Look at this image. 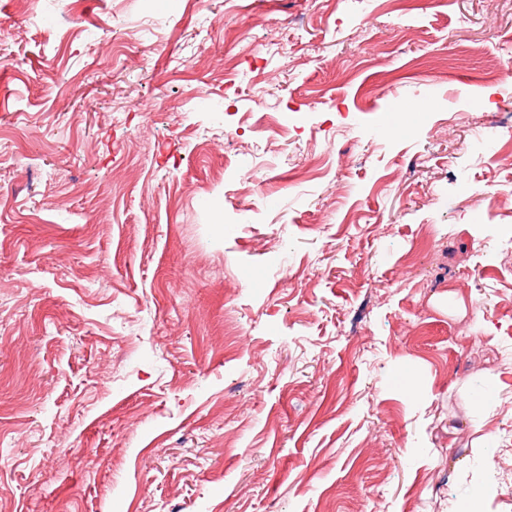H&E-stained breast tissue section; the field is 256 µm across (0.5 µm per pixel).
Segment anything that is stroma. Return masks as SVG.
Listing matches in <instances>:
<instances>
[{"label":"stroma","mask_w":512,"mask_h":512,"mask_svg":"<svg viewBox=\"0 0 512 512\" xmlns=\"http://www.w3.org/2000/svg\"><path fill=\"white\" fill-rule=\"evenodd\" d=\"M492 63L512 0H0V512H512Z\"/></svg>","instance_id":"stroma-1"}]
</instances>
